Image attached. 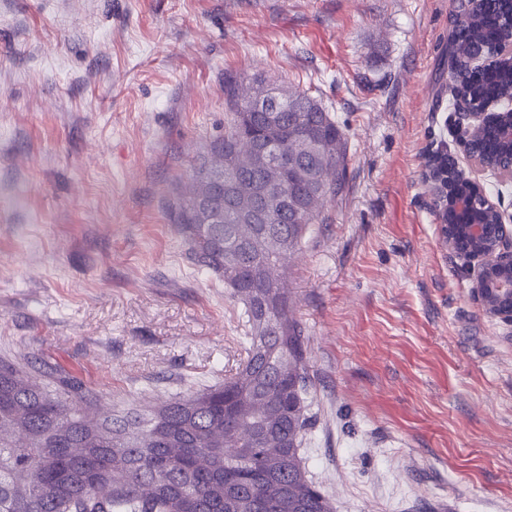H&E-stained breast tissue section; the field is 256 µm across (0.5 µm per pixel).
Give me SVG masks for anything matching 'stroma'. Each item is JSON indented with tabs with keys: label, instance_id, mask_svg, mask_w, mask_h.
<instances>
[{
	"label": "stroma",
	"instance_id": "1",
	"mask_svg": "<svg viewBox=\"0 0 512 512\" xmlns=\"http://www.w3.org/2000/svg\"><path fill=\"white\" fill-rule=\"evenodd\" d=\"M458 0H0V361L116 412L235 374L248 327L174 222L224 134V78L306 91L347 182L292 256L300 456L334 512H512V324L474 297L435 205L471 167L449 109Z\"/></svg>",
	"mask_w": 512,
	"mask_h": 512
}]
</instances>
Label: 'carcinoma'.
<instances>
[{
  "label": "carcinoma",
  "mask_w": 512,
  "mask_h": 512,
  "mask_svg": "<svg viewBox=\"0 0 512 512\" xmlns=\"http://www.w3.org/2000/svg\"><path fill=\"white\" fill-rule=\"evenodd\" d=\"M508 0L460 4L448 40L453 90L479 108L512 98V66L468 63L512 36ZM224 138L191 166L174 223L196 262L244 306L249 348L221 384L169 399L149 415L89 416L93 395L69 377L50 392L0 361V512H330L308 481L300 447L308 426L306 346L279 271L324 224V204L347 179L348 139L300 90L224 78ZM466 144L490 165L509 145L498 127ZM271 146L276 165H261ZM454 195L473 188L449 168ZM204 205L215 218L200 224Z\"/></svg>",
  "instance_id": "cac0c4a2"
}]
</instances>
